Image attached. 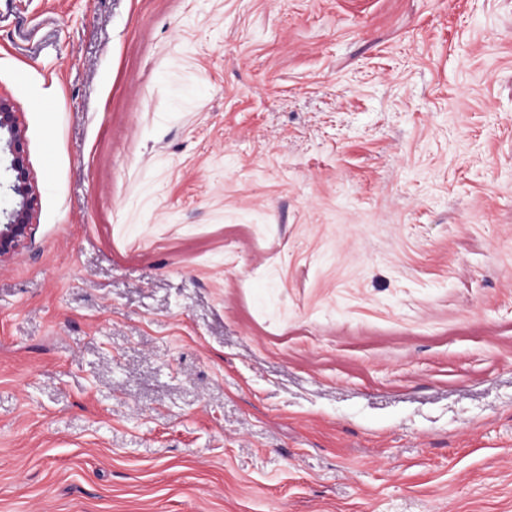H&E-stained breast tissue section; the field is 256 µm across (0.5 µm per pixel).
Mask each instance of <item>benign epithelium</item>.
Listing matches in <instances>:
<instances>
[{
	"instance_id": "benign-epithelium-1",
	"label": "benign epithelium",
	"mask_w": 512,
	"mask_h": 512,
	"mask_svg": "<svg viewBox=\"0 0 512 512\" xmlns=\"http://www.w3.org/2000/svg\"><path fill=\"white\" fill-rule=\"evenodd\" d=\"M11 156L9 185L18 197L16 206L0 221V258L17 251L27 239L31 216L37 202L30 177L28 147L18 112L11 98L0 94V142Z\"/></svg>"
}]
</instances>
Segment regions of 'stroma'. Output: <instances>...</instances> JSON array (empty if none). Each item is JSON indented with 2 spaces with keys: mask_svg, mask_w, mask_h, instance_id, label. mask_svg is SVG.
<instances>
[{
  "mask_svg": "<svg viewBox=\"0 0 512 512\" xmlns=\"http://www.w3.org/2000/svg\"><path fill=\"white\" fill-rule=\"evenodd\" d=\"M0 93V512H512V0H0ZM3 140L4 149L11 156L9 188L18 197V202L6 213L5 222H2L0 210V259L17 251L27 239L37 202L36 189L30 177L27 141L18 112L12 99L0 93V163Z\"/></svg>",
  "mask_w": 512,
  "mask_h": 512,
  "instance_id": "stroma-1",
  "label": "stroma"
}]
</instances>
